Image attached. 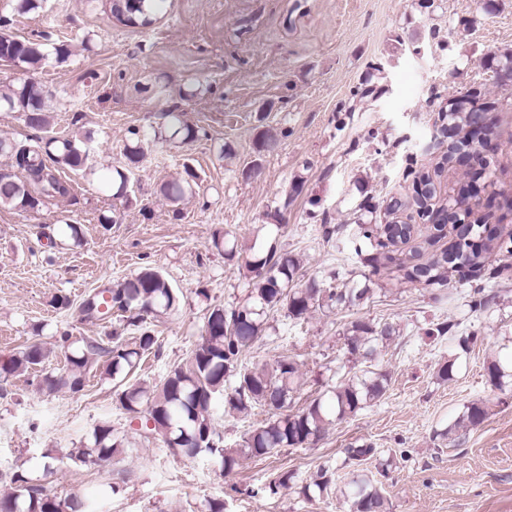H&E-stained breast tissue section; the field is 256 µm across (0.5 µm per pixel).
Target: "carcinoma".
I'll list each match as a JSON object with an SVG mask.
<instances>
[{
	"mask_svg": "<svg viewBox=\"0 0 512 512\" xmlns=\"http://www.w3.org/2000/svg\"><path fill=\"white\" fill-rule=\"evenodd\" d=\"M160 0H107L112 17L130 27L147 28L157 21ZM72 55L71 45L63 41L49 44L43 39H18L0 33V62L17 68L26 77L0 88V110L18 112L26 127L34 134L17 141L0 137V155L10 161L12 173L0 175V206L19 210H37L45 204L65 198L71 185L63 177L67 170L80 171L87 159L81 141L68 135L51 136L52 124L45 109L42 88L29 73L39 69L50 57L65 62ZM481 67L492 71V82L475 83L449 98L453 105L445 107L444 95L432 92L431 102L437 104L444 129L451 131L437 141L438 154L427 167L415 173V184L422 189L418 196L406 197L383 214L367 197L353 217L358 233L375 243L380 252L369 258L374 273L396 269L397 275L387 278L380 288L365 284L362 288H323L312 278L298 283L297 258L271 247L266 252H252L243 257L249 274L244 300L228 309L215 305L207 309L200 342L181 363L170 367L154 386H144L131 377L143 357L155 351L157 331L148 317H158L175 310L179 295L164 274L146 266L133 278L113 288H104L85 300L81 313L88 319H115L123 329L134 331L132 338L112 332L104 339H73L64 331L57 346L65 351V364L41 376L39 386L49 393L77 394L87 386L88 375L95 371L116 381L120 407L129 414L148 412L152 425H142L143 438L159 441L166 448L176 447L179 454L194 458L201 453L221 470L232 475L243 457L265 458L281 448H302L318 441L332 424L355 415L386 392L389 376L385 372H369L358 381L333 386L320 397L297 410L292 408L293 393L301 377L300 363L291 355H280L272 363L252 367L242 365V357L263 335L268 317L281 312L293 320H305L313 312L327 307L341 310L359 306L380 292L387 293L407 285L419 284L439 290L435 299L445 297L444 287L449 275L461 268L485 271L490 279H507L512 265L502 259L512 255V233L490 228L483 220L471 224L477 242L453 243L439 249L437 242L445 237V226L458 224L471 217L470 201L475 197L473 186L479 179L476 172L466 171L467 180L451 196L442 194L441 177L456 168L460 152L468 148L462 136L469 124L473 101L488 98L495 89L512 88V49L481 59ZM169 138L182 143L195 140L199 129L185 123L178 112L165 113ZM185 177L162 185L161 193L176 204L192 191L198 175L184 166ZM129 176L122 169L112 172L115 198H129ZM441 215L444 224L422 230L414 220L427 221L432 212ZM493 296L477 286L470 295V307L482 311L490 306ZM396 334L387 323L358 320L351 323V335L345 349L351 356L373 355L375 345L387 342ZM50 352L32 345L0 365L7 374L26 372L48 359ZM224 402L227 411L247 419L257 408L266 417L249 425L239 448L224 446V435L214 423L213 404ZM483 404L473 402L467 407L463 421L475 428L486 418ZM125 440L114 435L112 426H96L90 443L68 454L74 463L92 458L108 460L124 454ZM348 461L359 466L374 448L368 443L346 449ZM12 491L0 497V512H84L75 496H62L49 482L30 481L14 473ZM335 473L319 469L301 488L310 498L331 492ZM351 512H384L385 499L372 481L358 473L348 482Z\"/></svg>",
	"mask_w": 512,
	"mask_h": 512,
	"instance_id": "cac0c4a2",
	"label": "carcinoma"
}]
</instances>
